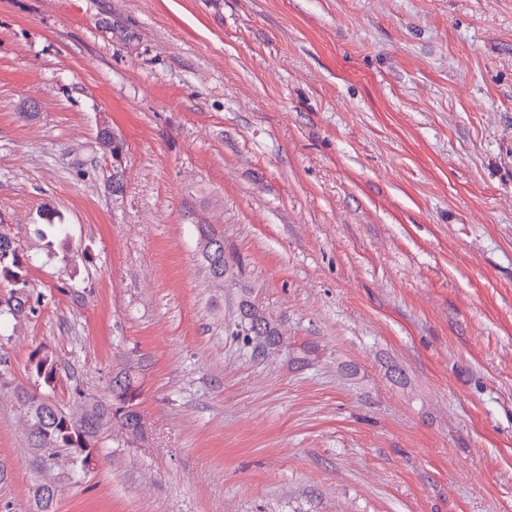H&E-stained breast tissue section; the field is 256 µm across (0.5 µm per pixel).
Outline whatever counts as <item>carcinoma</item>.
Masks as SVG:
<instances>
[{
    "mask_svg": "<svg viewBox=\"0 0 512 512\" xmlns=\"http://www.w3.org/2000/svg\"><path fill=\"white\" fill-rule=\"evenodd\" d=\"M198 244L203 260L216 287H224V277L235 278V272L224 260V237L218 234L212 225L199 224ZM62 232L61 225L47 222L36 224L33 236L43 243L47 256H53V241L49 235ZM0 284L8 288V297L0 300V315L5 314L19 321L36 312L31 302L29 282L27 280L26 259L22 248L5 233H0ZM249 288L242 289L239 310L242 316L243 332L255 336L250 331L259 330L269 341V346L277 347L284 343V319L268 307H264L251 298ZM38 360L34 366L36 375L44 383L54 380L56 365L51 353L46 350L37 352ZM110 392H119L112 397L118 406L112 407L99 402L84 405L80 415H67L55 405L47 402L43 396L35 393H22L32 418L33 431L40 438V445L48 455L56 448H75L81 452L94 447V440L106 428L116 425L129 434L139 432L141 423L139 414L132 408L137 396L130 375H116L109 381Z\"/></svg>",
    "mask_w": 512,
    "mask_h": 512,
    "instance_id": "obj_1",
    "label": "carcinoma"
}]
</instances>
